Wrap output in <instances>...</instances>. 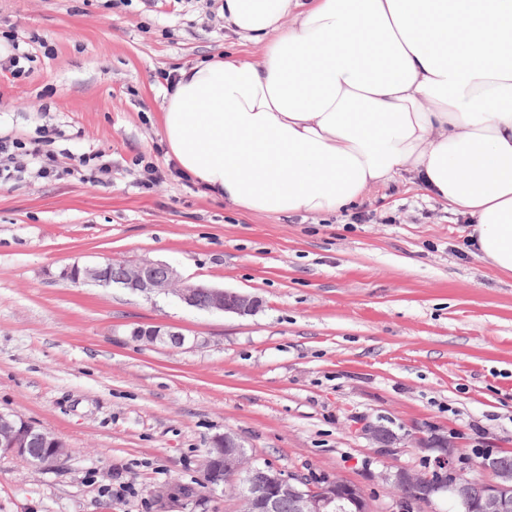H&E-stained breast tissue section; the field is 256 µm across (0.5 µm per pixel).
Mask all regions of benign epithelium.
<instances>
[{
  "mask_svg": "<svg viewBox=\"0 0 512 512\" xmlns=\"http://www.w3.org/2000/svg\"><path fill=\"white\" fill-rule=\"evenodd\" d=\"M116 264L111 260L93 265L75 262L60 272V278L73 285L116 286L146 296L173 295L180 303L195 309L198 308L197 296L205 294L209 297L205 310L209 312L248 316L260 307L259 300L250 295L203 284H186L181 281L177 270L168 264L121 262L117 265L121 266L122 275L111 278L108 271ZM158 268L163 269L164 274L157 275L155 270ZM132 335L148 343L160 342L175 348L196 344L182 333L164 330L160 326H138L133 329ZM34 437L41 438L52 448H65L64 443L53 434L36 428L23 418L0 412L1 448L22 457ZM433 445L440 448L436 457L438 465L448 466L454 454L453 446L448 441L443 439L434 444L424 437L417 440V447L422 449L429 450ZM212 448L229 457L224 482H235L239 512H278L280 500L288 495L293 497L297 512H363V503L356 495V488L342 479H328L325 484L317 486L301 474L268 472L247 457L244 446L232 433L216 437ZM483 469L491 471L495 481L485 484L486 490L477 512H512V469L500 467L494 458L489 459ZM386 479L395 485L413 483L420 486L424 490L421 498L425 500L426 507L434 499L448 494L447 482L433 483L422 474L398 470L387 475Z\"/></svg>",
  "mask_w": 512,
  "mask_h": 512,
  "instance_id": "7a95c632",
  "label": "benign epithelium"
}]
</instances>
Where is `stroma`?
<instances>
[{"label":"stroma","instance_id":"35a3bbf8","mask_svg":"<svg viewBox=\"0 0 512 512\" xmlns=\"http://www.w3.org/2000/svg\"><path fill=\"white\" fill-rule=\"evenodd\" d=\"M221 4L0 0V35L38 54L28 77L0 69V136L55 128L61 169L0 184V411L68 448L47 468L0 454V512H235L197 489L228 431L284 473L356 484L373 512H399L388 473L434 470L418 437H448L465 467L512 450V275L476 256L466 218L404 171L333 213H245L170 158L157 72L262 52ZM95 152L110 182L77 165ZM108 259L262 305L240 317L58 278ZM142 324L195 344L138 340Z\"/></svg>","mask_w":512,"mask_h":512}]
</instances>
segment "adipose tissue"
<instances>
[{
    "label": "adipose tissue",
    "instance_id": "1",
    "mask_svg": "<svg viewBox=\"0 0 512 512\" xmlns=\"http://www.w3.org/2000/svg\"><path fill=\"white\" fill-rule=\"evenodd\" d=\"M258 60L181 69L170 157L245 212L330 213L407 171L512 273V0H224Z\"/></svg>",
    "mask_w": 512,
    "mask_h": 512
}]
</instances>
